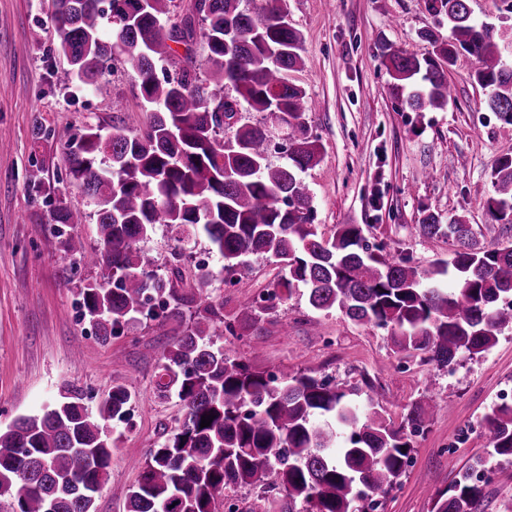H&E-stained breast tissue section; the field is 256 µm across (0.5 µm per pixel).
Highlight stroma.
<instances>
[{"label": "stroma", "mask_w": 512, "mask_h": 512, "mask_svg": "<svg viewBox=\"0 0 512 512\" xmlns=\"http://www.w3.org/2000/svg\"><path fill=\"white\" fill-rule=\"evenodd\" d=\"M288 20L304 39V65L291 78L313 103L306 121L324 153L304 175L320 232L359 224L370 242L421 263L451 252L448 240L416 235V224L431 212L464 216L483 245L512 240V229L485 209L491 173L512 152V124L486 108L487 91L474 80L470 58L459 55L448 71L450 103L421 112L402 105L381 64L384 47L422 50L419 33L432 23L425 0H288ZM56 43L48 0H0V81L6 84L0 93V429L71 391L97 412L113 386H126L134 415L109 428L117 448L95 500V512H126L138 475L134 461L171 435L183 414L179 399L161 395L157 382L161 354L189 316L172 317L163 336L140 318L104 343L82 314L78 291L96 270L72 265L62 241L70 237L90 250L98 245V229L90 222L59 232L51 224L59 204L86 203L66 178L64 147L86 127L123 123L133 129L146 114L127 63L117 62L102 92H91ZM37 121L50 130L49 140L33 138ZM36 169L58 191L34 198L29 175ZM144 249L160 274L176 250L186 274H195L202 255L211 269L221 266L206 237L181 245L167 227L156 228ZM252 265L253 275L236 285L212 283L210 297L223 302L225 314L245 315L279 272L269 257H253ZM231 343L257 370L310 373L344 385L354 400L378 398L397 423L414 400L438 405L424 432L412 436L411 460L376 512H430L433 500L478 457L493 469L484 485L485 512H500L512 499V460L490 457L480 428L484 414L512 396V330L488 352L461 358L448 370L394 354L387 331L356 324L337 310L314 311L296 294Z\"/></svg>", "instance_id": "stroma-1"}]
</instances>
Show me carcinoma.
Segmentation results:
<instances>
[{
    "label": "carcinoma",
    "mask_w": 512,
    "mask_h": 512,
    "mask_svg": "<svg viewBox=\"0 0 512 512\" xmlns=\"http://www.w3.org/2000/svg\"><path fill=\"white\" fill-rule=\"evenodd\" d=\"M128 0H50L57 50L83 85L100 90L117 57L129 62L149 118L130 130L91 126L65 147L69 176L93 213L57 206L55 224H84L91 216L99 246L73 241L67 251L97 269L79 288L82 306L106 343L137 316L166 334L174 313L190 322L162 353L159 391L185 407L171 437L135 467L127 512H218V501L239 487L281 495L264 512H366L364 502L385 494L405 471L411 435L425 428L435 406L411 404L400 424L369 400L352 405L344 387L297 372L278 377L253 369L217 343L224 302L209 301L212 271L197 268L185 281L180 266L167 275L147 270L142 243L158 225L205 236L222 261L226 284L253 272L251 257L275 259L282 275L260 293L245 321L275 310L299 293L319 312L340 310L357 324L388 331L394 353H415L446 366L491 349L512 329V243L482 246L464 217L448 223L430 213L416 225L424 238H446L450 258L426 265L368 242L359 224H336L324 237L312 224L313 198L302 177L323 160L309 133L305 89L289 73L302 68L301 33L288 21L286 0H196L169 23L172 0H146L132 25L123 22ZM435 26L423 30V52L388 48L381 62L392 86L407 91L414 111L444 108L448 70L460 53L474 61L476 82L488 90L487 108L512 122V47L509 29L476 22L469 0H427ZM448 24V36L439 28ZM207 51L197 75L195 46ZM185 46L182 55L171 44ZM230 88L233 96H224ZM275 116L288 127V163L268 159L270 130L242 123V108ZM492 220L512 224V154L492 171ZM131 393L116 385L99 408L101 419L130 415ZM211 415L207 427L202 416ZM491 455L512 458V404L483 418ZM112 461L104 427L74 393L37 415H21L0 430V512H93ZM481 485L459 474L450 494L431 512H477Z\"/></svg>",
    "instance_id": "carcinoma-1"
}]
</instances>
